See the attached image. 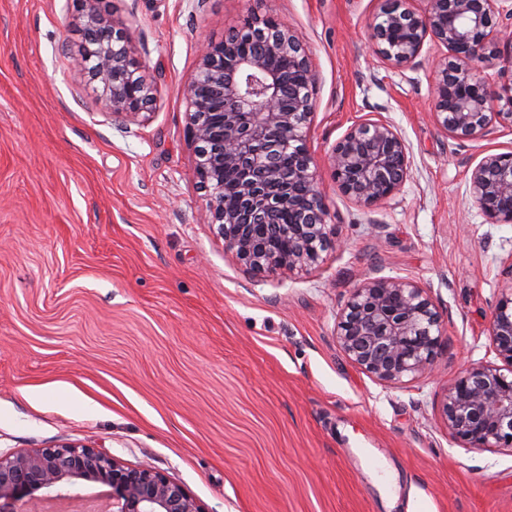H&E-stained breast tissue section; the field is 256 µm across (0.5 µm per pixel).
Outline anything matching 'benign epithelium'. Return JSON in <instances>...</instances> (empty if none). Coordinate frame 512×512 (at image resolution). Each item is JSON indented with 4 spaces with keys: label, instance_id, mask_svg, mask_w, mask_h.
I'll use <instances>...</instances> for the list:
<instances>
[{
    "label": "benign epithelium",
    "instance_id": "1",
    "mask_svg": "<svg viewBox=\"0 0 512 512\" xmlns=\"http://www.w3.org/2000/svg\"><path fill=\"white\" fill-rule=\"evenodd\" d=\"M100 2L76 0L83 44L72 64L101 89L103 112L135 120L152 104L155 87L131 56L120 23L101 12ZM506 2L428 0L419 13L406 0H381L368 23L376 54L401 70L418 65L427 42L448 50L434 67L433 112L457 140L512 129V86L496 92L486 75L497 61L512 68V7ZM243 30L256 40L250 52L239 48ZM232 34L201 44L184 91L195 174L207 193L205 218L253 275L310 267L340 247L335 225L327 223L308 139L316 68L303 38L267 15L251 16ZM296 72L306 81L297 82ZM410 167L408 144L383 118L352 125L329 155L330 177L340 192L365 208L397 194ZM228 173L230 183L224 182ZM226 193L235 206L225 205ZM466 193L492 223L511 224L512 152L483 157ZM489 335L496 361L461 368L446 388L440 416L464 448L512 449V284L492 310ZM442 340L441 312L428 290L408 277L362 280L336 317L340 350L387 385L431 372ZM81 482L109 487L112 512H200L180 484L153 466L132 467L93 447L0 452V512H35L45 495Z\"/></svg>",
    "mask_w": 512,
    "mask_h": 512
}]
</instances>
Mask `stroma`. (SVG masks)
Instances as JSON below:
<instances>
[{"label": "stroma", "instance_id": "stroma-1", "mask_svg": "<svg viewBox=\"0 0 512 512\" xmlns=\"http://www.w3.org/2000/svg\"><path fill=\"white\" fill-rule=\"evenodd\" d=\"M379 0H102L155 85L124 126L70 62L74 0H0V450L66 442L148 463L201 512H512V452L464 448L437 402L494 360L491 312L512 279V223L466 192L512 131L460 142L432 109V62L372 53ZM253 13L303 38L316 67L309 143L339 249L260 279L203 218L185 85L204 39ZM383 116L410 146L399 194L344 198L327 152ZM372 274L409 277L445 319L430 374L378 383L336 344V313ZM368 449L379 468H365Z\"/></svg>", "mask_w": 512, "mask_h": 512}]
</instances>
